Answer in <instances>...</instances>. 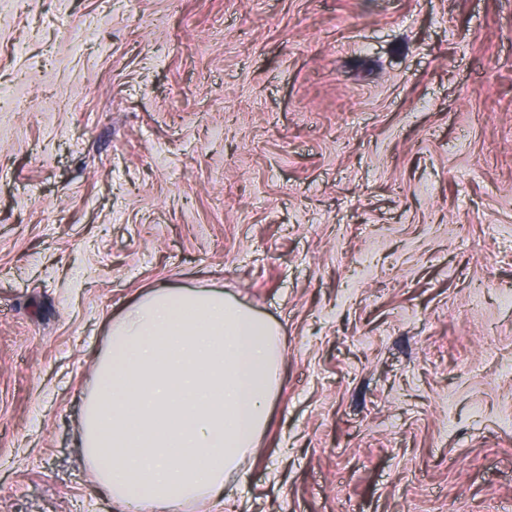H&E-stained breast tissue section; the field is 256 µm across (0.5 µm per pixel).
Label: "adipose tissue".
I'll list each match as a JSON object with an SVG mask.
<instances>
[{
  "label": "adipose tissue",
  "instance_id": "1",
  "mask_svg": "<svg viewBox=\"0 0 512 512\" xmlns=\"http://www.w3.org/2000/svg\"><path fill=\"white\" fill-rule=\"evenodd\" d=\"M277 326L223 291L154 288L112 323L80 445L115 512L224 501L280 386Z\"/></svg>",
  "mask_w": 512,
  "mask_h": 512
}]
</instances>
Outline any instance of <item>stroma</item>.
Listing matches in <instances>:
<instances>
[{
  "label": "stroma",
  "instance_id": "stroma-1",
  "mask_svg": "<svg viewBox=\"0 0 512 512\" xmlns=\"http://www.w3.org/2000/svg\"><path fill=\"white\" fill-rule=\"evenodd\" d=\"M0 512H113L79 446L147 289L278 322L223 512H512V0L0 12Z\"/></svg>",
  "mask_w": 512,
  "mask_h": 512
}]
</instances>
